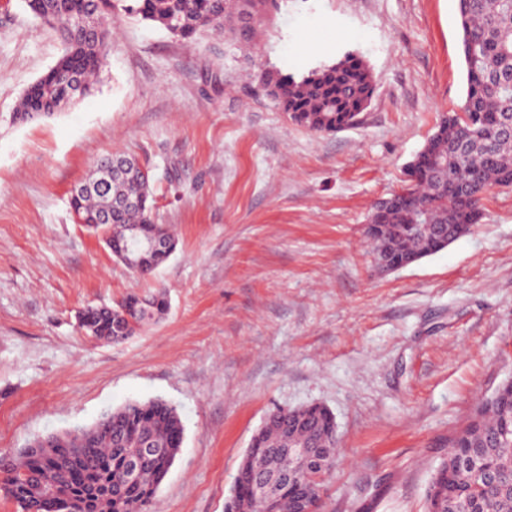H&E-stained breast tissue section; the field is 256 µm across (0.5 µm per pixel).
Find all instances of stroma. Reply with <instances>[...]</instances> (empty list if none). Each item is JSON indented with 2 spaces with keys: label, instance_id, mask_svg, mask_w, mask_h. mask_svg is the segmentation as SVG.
Here are the masks:
<instances>
[{
  "label": "stroma",
  "instance_id": "obj_1",
  "mask_svg": "<svg viewBox=\"0 0 512 512\" xmlns=\"http://www.w3.org/2000/svg\"><path fill=\"white\" fill-rule=\"evenodd\" d=\"M62 53L23 0H0V457L164 399L182 446L153 512H224L266 416L320 404L339 463L325 512H425L448 438L512 379V188L440 252L378 273L375 202L465 93L456 0H276L249 43L186 42L125 17L100 81L52 118L15 120ZM375 79L359 126L313 133L258 88L345 55ZM134 155L176 250L145 280L74 222L94 162ZM165 287L159 322L120 343L88 307Z\"/></svg>",
  "mask_w": 512,
  "mask_h": 512
}]
</instances>
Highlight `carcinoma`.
Wrapping results in <instances>:
<instances>
[{
	"label": "carcinoma",
	"instance_id": "1",
	"mask_svg": "<svg viewBox=\"0 0 512 512\" xmlns=\"http://www.w3.org/2000/svg\"><path fill=\"white\" fill-rule=\"evenodd\" d=\"M269 0H55L48 25L63 45L56 64L24 93L15 112L20 122L54 116L62 108L67 75L77 74L91 91L104 65L112 25L124 14L153 23L182 40L205 29L223 31L226 20L261 17ZM466 93L459 112L441 118L434 133L409 165V183L375 206L366 238L375 260L425 258L441 250L434 231L440 225L448 239H458L478 223L480 205L495 188L512 186V0H456ZM94 9L102 18L98 33L74 24L76 16ZM264 94L296 125L317 133L341 131L364 112L374 93V76L359 57L315 67L295 77L269 68L259 76ZM71 209L79 224H94L98 213L112 210V223L137 228L128 242L135 246L157 234L174 236L155 222L150 176L139 169L112 175L100 193H71ZM142 278L154 275L164 259L136 253ZM164 289L130 294L112 311H86L82 329L92 337L115 342L135 335L167 310ZM76 438L44 451L31 450L18 461L0 466V490L22 499V512H52L43 496H29L35 475L44 487L62 485L95 512L107 492L117 493L129 461H138L137 480L125 495L112 499V512H152L157 489L177 454L173 444L184 426L175 406L163 399L129 400L113 410L112 436ZM158 452L142 458L144 441ZM305 450L307 464L298 469ZM336 421L317 404L271 412L246 455L255 482L240 473L224 512H250L255 499L266 497V512H323L322 491L336 467ZM432 487L443 496L427 500V512H512V382L507 380L479 400L470 423L451 441L448 458L435 469Z\"/></svg>",
	"mask_w": 512,
	"mask_h": 512
}]
</instances>
